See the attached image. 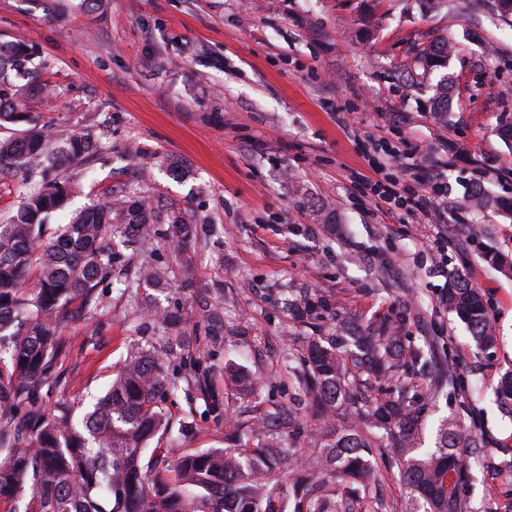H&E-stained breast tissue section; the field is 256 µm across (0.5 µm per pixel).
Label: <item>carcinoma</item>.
I'll use <instances>...</instances> for the list:
<instances>
[{"instance_id": "carcinoma-1", "label": "carcinoma", "mask_w": 512, "mask_h": 512, "mask_svg": "<svg viewBox=\"0 0 512 512\" xmlns=\"http://www.w3.org/2000/svg\"><path fill=\"white\" fill-rule=\"evenodd\" d=\"M483 12L512 17V0H483ZM454 44L441 36L415 44L403 75L417 86L448 60ZM32 48L0 44V128L18 127L0 139V172L11 170L39 184L0 224V504L5 512H389L372 490V449L394 459L403 476L406 512H469L459 493L476 432L455 420L437 429L436 446L419 448L422 411L402 383L396 395L364 393L371 376L395 377L423 352L405 348L401 332L383 322L377 336L343 333L310 336L298 389L337 424L318 439L312 460L274 443L254 448L174 452L154 438L170 434L166 402L197 387L196 375L172 364L189 347V321L179 309L147 304L142 288L169 289L175 274L192 287L198 225L122 189L51 225L63 208L70 181L84 161L103 152L102 135L54 134L39 124L31 105L46 99L30 78ZM176 265L161 261L167 245ZM125 271L120 297L141 341L134 344L112 384L81 421L73 407L43 405L58 385L59 360L67 355L62 327L81 316L111 309L102 291L112 270ZM36 286L25 287L31 268ZM78 306H73L74 300ZM443 302L465 324L477 349L495 343L483 293L451 276ZM303 319L314 305L303 292L288 301Z\"/></svg>"}]
</instances>
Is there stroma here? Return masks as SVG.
<instances>
[{"label": "stroma", "instance_id": "obj_1", "mask_svg": "<svg viewBox=\"0 0 512 512\" xmlns=\"http://www.w3.org/2000/svg\"><path fill=\"white\" fill-rule=\"evenodd\" d=\"M470 0L423 11L413 0H0V40L35 47L49 90L43 121L53 132L105 123L106 148L72 184L69 209L109 188L147 197L215 233L196 245L192 288L147 298L179 302L195 315L222 288L224 336L212 349L204 327L190 339L204 380L193 400H170L173 421L193 433L179 448L254 447L276 442L309 457L325 429L288 367L307 337L338 332L341 320L371 332L383 318L404 345L425 352L406 377L424 406L423 441L440 420L474 426L480 446L460 486L470 512H512V467L486 460L512 448V402L497 400L512 371V216L471 206L473 191L512 197V25L472 27ZM448 36L449 120L431 116L430 87L404 82L412 45ZM401 185L430 191V160L442 163L450 196L443 224H421L364 189L386 151ZM447 257V271L435 254ZM458 274L489 299L496 341L472 346L441 302ZM310 292L316 311L292 319L287 302ZM70 352L58 365L65 401L84 412L126 359L136 337L120 300L112 314L67 324ZM242 367L255 392L224 384ZM456 388L437 389L446 370ZM296 409L290 425L254 433L259 415Z\"/></svg>", "mask_w": 512, "mask_h": 512}]
</instances>
